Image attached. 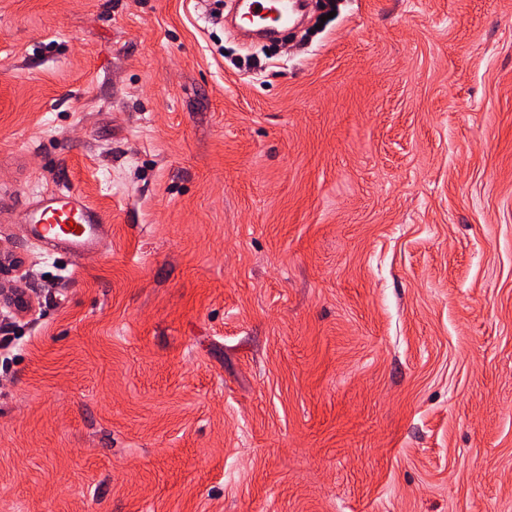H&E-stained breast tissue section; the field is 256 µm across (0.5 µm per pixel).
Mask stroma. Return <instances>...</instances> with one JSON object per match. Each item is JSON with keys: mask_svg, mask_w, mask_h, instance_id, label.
I'll list each match as a JSON object with an SVG mask.
<instances>
[{"mask_svg": "<svg viewBox=\"0 0 512 512\" xmlns=\"http://www.w3.org/2000/svg\"><path fill=\"white\" fill-rule=\"evenodd\" d=\"M318 2L0 0V512H512V0ZM68 222H73L72 229ZM27 224L35 241L59 246L80 258L99 246L105 218L81 194L67 189L40 194L28 210ZM74 225L81 227L80 234L75 233ZM0 306L9 310H18L22 313L31 312L34 309V297L17 288H6L4 280L0 279Z\"/></svg>", "mask_w": 512, "mask_h": 512, "instance_id": "obj_1", "label": "stroma"}]
</instances>
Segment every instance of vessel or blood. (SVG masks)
<instances>
[{"mask_svg": "<svg viewBox=\"0 0 512 512\" xmlns=\"http://www.w3.org/2000/svg\"><path fill=\"white\" fill-rule=\"evenodd\" d=\"M104 222L100 211L69 189L42 193L27 213L28 232L35 241L77 258L99 246Z\"/></svg>", "mask_w": 512, "mask_h": 512, "instance_id": "b4317fda", "label": "vessel or blood"}]
</instances>
